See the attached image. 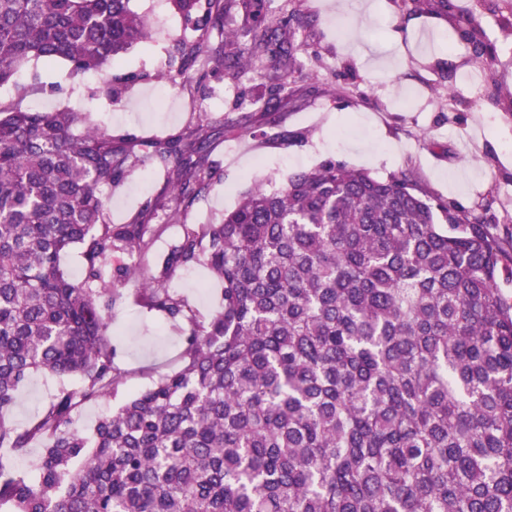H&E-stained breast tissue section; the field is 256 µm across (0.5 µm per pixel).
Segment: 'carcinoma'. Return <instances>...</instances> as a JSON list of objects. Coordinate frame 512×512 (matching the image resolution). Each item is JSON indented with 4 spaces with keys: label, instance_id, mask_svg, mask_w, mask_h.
Here are the masks:
<instances>
[{
    "label": "carcinoma",
    "instance_id": "carcinoma-1",
    "mask_svg": "<svg viewBox=\"0 0 512 512\" xmlns=\"http://www.w3.org/2000/svg\"><path fill=\"white\" fill-rule=\"evenodd\" d=\"M130 0H0V86L28 61L101 70L150 38ZM272 0H169L200 38L175 44L171 83L202 85L206 63L270 86L277 110L299 62L291 11ZM449 19L486 67L484 11L512 31V0H401ZM241 13L248 25L228 20ZM224 40L213 45L209 34ZM137 79L109 77L110 96ZM79 112L0 106V416L31 373L78 376L24 428L0 419V448H43L36 476L0 467V512H512V282L490 211L416 192L327 160L278 190L249 192L218 224L184 225L136 300L187 327L181 368L109 416L93 440L84 404L117 391L109 309L112 259L147 254L164 224L109 220L103 190L143 158L105 132L74 133ZM212 134L160 140L149 158L190 203L209 182ZM79 250L82 279L60 257ZM206 267L224 308L201 320L165 281Z\"/></svg>",
    "mask_w": 512,
    "mask_h": 512
}]
</instances>
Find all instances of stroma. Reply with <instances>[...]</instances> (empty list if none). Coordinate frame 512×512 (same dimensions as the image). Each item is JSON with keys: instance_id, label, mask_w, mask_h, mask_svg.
Here are the masks:
<instances>
[{"instance_id": "35a3bbf8", "label": "stroma", "mask_w": 512, "mask_h": 512, "mask_svg": "<svg viewBox=\"0 0 512 512\" xmlns=\"http://www.w3.org/2000/svg\"><path fill=\"white\" fill-rule=\"evenodd\" d=\"M309 23L297 38L304 73L299 90L279 109L267 113L256 100L266 88L242 81L233 97L221 96L229 81L210 78L204 87L169 86V104L154 99L158 71L176 67V41H192L200 33L185 22L164 23L166 0H130L131 8L152 26V39L133 46L112 65L111 75H132L118 97L103 90L106 75L89 71L74 76L66 62L25 64L15 83L0 87V105L31 109H72L97 124L112 115L106 131L129 136L139 144L181 139L199 127L218 129L232 118L238 131L210 142L215 169L208 191L194 202L176 201L165 172L139 168L109 191L115 204L112 223L132 222L146 201L155 211L150 221L167 232L156 252L166 251L184 225L219 222L254 186L279 189L292 171L312 169L328 159L367 168L386 178L411 173L416 189L472 207L494 191L498 224L512 222V117L491 98L494 86L512 90V36H505L494 15L483 28L497 47L490 68L468 53L435 46L431 39L451 31L446 20L432 15H406L394 0H297ZM479 88L466 96L463 121L449 118L445 97L468 80ZM122 280L110 309L114 362L125 374L117 394L80 406L73 426L91 436L96 422L111 414L129 393L149 387L159 374L178 370L185 336L163 316L146 311L127 297L137 287ZM200 314L211 316L223 307L222 285L204 268L176 272L167 282ZM79 389V378L32 373L20 386L6 422L27 426L48 405L57 387Z\"/></svg>"}]
</instances>
